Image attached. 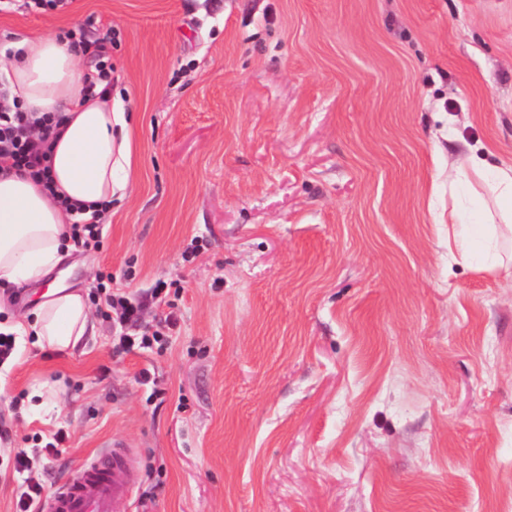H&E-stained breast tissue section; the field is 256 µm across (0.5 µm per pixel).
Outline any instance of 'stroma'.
<instances>
[{"mask_svg": "<svg viewBox=\"0 0 512 512\" xmlns=\"http://www.w3.org/2000/svg\"><path fill=\"white\" fill-rule=\"evenodd\" d=\"M90 16L130 162L69 260L92 333L0 365V512L115 439L126 512H512V278L448 254L449 164L512 157V0H70L0 32ZM105 275L164 348L115 352Z\"/></svg>", "mask_w": 512, "mask_h": 512, "instance_id": "stroma-1", "label": "stroma"}]
</instances>
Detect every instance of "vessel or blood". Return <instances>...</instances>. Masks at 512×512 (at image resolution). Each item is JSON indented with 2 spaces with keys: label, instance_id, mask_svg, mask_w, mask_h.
Returning <instances> with one entry per match:
<instances>
[{
  "label": "vessel or blood",
  "instance_id": "obj_1",
  "mask_svg": "<svg viewBox=\"0 0 512 512\" xmlns=\"http://www.w3.org/2000/svg\"><path fill=\"white\" fill-rule=\"evenodd\" d=\"M131 496L127 456L122 443L94 456L76 476L43 498L38 512H119Z\"/></svg>",
  "mask_w": 512,
  "mask_h": 512
}]
</instances>
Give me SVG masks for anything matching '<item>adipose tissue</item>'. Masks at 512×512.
I'll list each match as a JSON object with an SVG mask.
<instances>
[{
  "mask_svg": "<svg viewBox=\"0 0 512 512\" xmlns=\"http://www.w3.org/2000/svg\"><path fill=\"white\" fill-rule=\"evenodd\" d=\"M0 52L10 94L30 112L61 119L50 154L52 190L26 175H0V287L30 285L42 293L21 320L0 331L36 346L75 349L88 328L84 295L68 288L60 269L72 245L71 224L111 202L124 147L112 136V93L104 82L84 91L77 53L52 34L22 35ZM448 240L461 257L479 248L484 267L512 277V158L475 155L448 169Z\"/></svg>",
  "mask_w": 512,
  "mask_h": 512,
  "instance_id": "adipose-tissue-1",
  "label": "adipose tissue"
}]
</instances>
